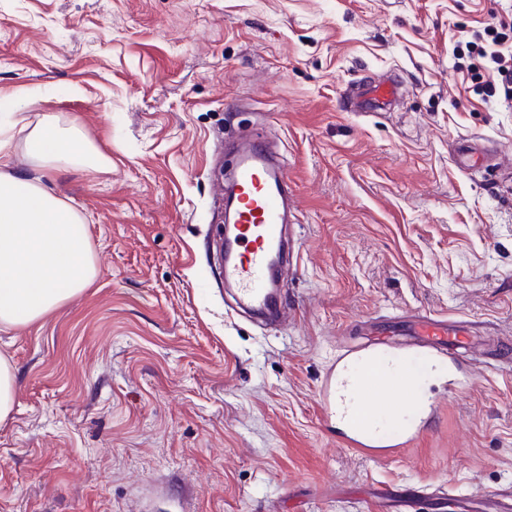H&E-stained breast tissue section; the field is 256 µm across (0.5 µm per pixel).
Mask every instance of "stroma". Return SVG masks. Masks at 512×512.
Segmentation results:
<instances>
[{
    "label": "stroma",
    "instance_id": "35a3bbf8",
    "mask_svg": "<svg viewBox=\"0 0 512 512\" xmlns=\"http://www.w3.org/2000/svg\"><path fill=\"white\" fill-rule=\"evenodd\" d=\"M512 0H0V170L85 218L98 274L23 329L0 328L15 405L0 423V512H375L373 483L512 489V361L425 383L436 415L399 458L344 448L320 388L372 327L418 312L512 334V99L467 43ZM394 75L390 112H348ZM109 170L23 155L45 114ZM288 166L283 321L234 311L215 228L229 142ZM474 138L495 165L459 170Z\"/></svg>",
    "mask_w": 512,
    "mask_h": 512
}]
</instances>
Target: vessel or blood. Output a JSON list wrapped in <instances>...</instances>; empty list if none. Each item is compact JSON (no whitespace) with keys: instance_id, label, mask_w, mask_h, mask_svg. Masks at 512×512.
Listing matches in <instances>:
<instances>
[{"instance_id":"1","label":"vessel or blood","mask_w":512,"mask_h":512,"mask_svg":"<svg viewBox=\"0 0 512 512\" xmlns=\"http://www.w3.org/2000/svg\"><path fill=\"white\" fill-rule=\"evenodd\" d=\"M403 84L395 78L357 88L344 103L356 112H377L401 97ZM288 174L284 164L271 162L265 140L244 139L238 145L232 167L227 204L234 215L235 236L225 251L224 277L236 288L240 308L264 311L274 303L272 271L277 268V250L282 240L286 213ZM407 334L417 353L447 358L464 365L462 352L469 347L473 329L469 322L431 313L407 317ZM411 357L387 349L349 351L326 376L320 397L327 418L346 429L347 445L374 459H387L410 445L419 432L413 416L422 403L407 399L409 415L395 419L378 403L365 401L367 393L393 388L404 393V376ZM420 493L411 488L377 485L372 497L377 512H413ZM456 512H512V493L487 496L477 507L453 498Z\"/></svg>"}]
</instances>
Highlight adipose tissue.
<instances>
[{
  "mask_svg": "<svg viewBox=\"0 0 512 512\" xmlns=\"http://www.w3.org/2000/svg\"><path fill=\"white\" fill-rule=\"evenodd\" d=\"M24 149L41 169L99 173L112 165L80 128L52 115L28 131ZM96 275L82 214L40 183L0 171V326L42 319Z\"/></svg>",
  "mask_w": 512,
  "mask_h": 512,
  "instance_id": "adipose-tissue-1",
  "label": "adipose tissue"
}]
</instances>
